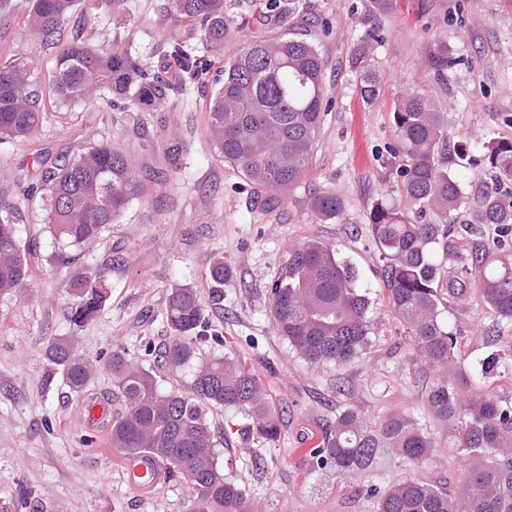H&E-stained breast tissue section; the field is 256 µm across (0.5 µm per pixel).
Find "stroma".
<instances>
[{
  "mask_svg": "<svg viewBox=\"0 0 512 512\" xmlns=\"http://www.w3.org/2000/svg\"><path fill=\"white\" fill-rule=\"evenodd\" d=\"M167 4L123 0L110 11L74 15L54 46L34 39L20 18L0 20V45L27 59L31 80L41 87L58 44L80 37L123 48L158 72L166 61L162 37L177 25ZM296 6L304 17L298 33L318 44L327 60L326 107L305 176L274 206L264 205L210 145L204 109L224 81L217 65L157 111L50 106L33 137L0 144V186L16 207L22 243L37 252L30 294L0 297V512H187L178 482L140 493L124 481L122 460L106 435L86 446L82 403L45 357L58 337L73 339L77 354L91 362L122 350L153 369L161 388L191 393L192 370H168L157 357L172 336L167 295L180 285L209 302L201 355L233 352L264 385L280 421L275 446L247 450L230 430L235 413L209 408L226 473L250 489L262 512H373L361 480L313 470L300 446L320 440L323 419L343 402L373 422L396 409L421 410L427 381L409 365V340L386 305L384 263L369 212L377 200L398 197L399 160L389 152L397 143L393 106L409 87L434 97L449 134L471 147V164L452 169L463 194L490 177L489 143L512 140V0H395L388 16L372 14L369 0H297ZM373 30L379 35L373 50L381 93L367 106L357 94L350 56ZM439 43L453 61L443 85L424 67L426 49ZM106 140L133 155L145 193L100 245L58 261L45 231V169L35 157L53 163ZM316 189L341 197L337 220L324 223L311 213L307 199ZM306 238L334 246L355 265L374 302L372 342L342 370L309 367L277 336L268 315L267 288L288 247ZM217 262L227 273L216 301L208 273ZM85 271L104 272L108 297L98 316L79 327L69 319L71 281ZM442 318L461 336L468 360L512 348V328L490 340L493 318L474 305H448ZM435 438L439 453L422 467L394 466L372 475V482L410 474L454 487L464 464L451 455L447 431H436Z\"/></svg>",
  "mask_w": 512,
  "mask_h": 512,
  "instance_id": "stroma-1",
  "label": "stroma"
}]
</instances>
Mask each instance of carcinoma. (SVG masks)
<instances>
[{
  "label": "carcinoma",
  "instance_id": "carcinoma-1",
  "mask_svg": "<svg viewBox=\"0 0 512 512\" xmlns=\"http://www.w3.org/2000/svg\"><path fill=\"white\" fill-rule=\"evenodd\" d=\"M178 18L189 23L181 39H172L166 57L172 77L148 70L130 53L74 39L55 55L49 94L59 107L92 103L105 90V104L120 103L150 111L182 90L186 77L209 70V58L188 48L197 39L216 51L224 47L234 21L224 16V0H170ZM82 0H28L24 23L45 43H55L62 25ZM295 0H266L243 23L260 29L268 18L293 20ZM369 33L352 51L359 73L358 94L372 105L379 96ZM448 46L425 55L426 70L442 82L448 72ZM326 60L318 45L299 37L257 35L224 59V81L211 93L207 132L215 152L260 189L277 199L305 175L322 121ZM46 99L30 80L28 65L16 55L0 58V143L23 142L39 128ZM393 120L401 155L395 168L400 199L377 202L371 230L385 260L390 311L413 345L409 362L429 379L424 415L394 412L371 425L356 406H336L322 423V440L307 449L319 470L341 478L380 474L392 465L407 469L429 460L437 448L433 428L448 430L455 457L468 469L451 490L421 479L397 477L364 492L375 512H512V395L464 393L448 378V367L463 363L462 337L442 319L449 302H468L494 316L496 326L512 324V141L489 147L497 182L475 186L465 226L448 223L464 204L452 165L471 161L466 145L448 136L444 113L414 88L395 101ZM47 229L62 259L71 249L101 240L107 228L139 198L140 171L122 149L96 143L45 173ZM317 219L339 218L341 198L331 191L310 194ZM415 209L427 222H411ZM496 233L487 243L485 228ZM30 248L22 245L10 206L0 197V296L30 287ZM70 321L93 320L107 298L103 274H79L73 280ZM267 307L278 336L308 366L333 363L343 368L370 344L373 302L359 283L357 269L340 260L334 248L314 238L291 245L281 272L267 290ZM166 313L173 336L162 357L173 371L194 370L192 394L159 387L153 371L115 350L99 367L83 358L66 338L52 341L47 359L62 368L70 389L85 392L100 369L112 375L120 402L112 409L109 440L123 456L152 454L168 466L171 479L187 489L189 512H259L254 496L219 465L216 441L206 409L222 406L246 418L239 431L250 440L275 443L279 419L267 392L246 365L228 352L201 357L197 341L205 328L206 305L197 291L175 287ZM512 376V353H492L471 365L469 387L481 380Z\"/></svg>",
  "mask_w": 512,
  "mask_h": 512
}]
</instances>
